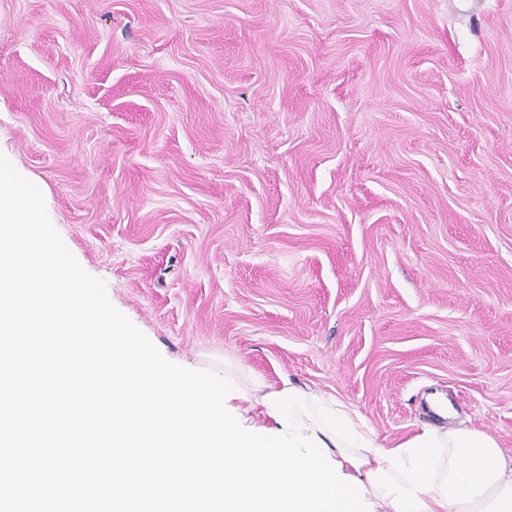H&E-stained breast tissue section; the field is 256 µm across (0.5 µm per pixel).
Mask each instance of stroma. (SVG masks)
I'll return each instance as SVG.
<instances>
[{
  "label": "stroma",
  "instance_id": "1",
  "mask_svg": "<svg viewBox=\"0 0 512 512\" xmlns=\"http://www.w3.org/2000/svg\"><path fill=\"white\" fill-rule=\"evenodd\" d=\"M0 153L168 360L512 450V0H0Z\"/></svg>",
  "mask_w": 512,
  "mask_h": 512
}]
</instances>
